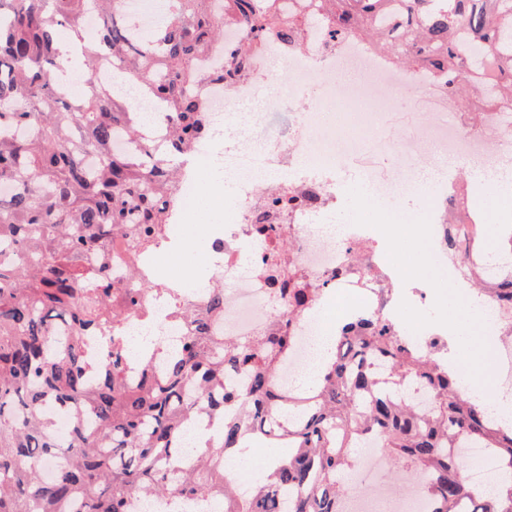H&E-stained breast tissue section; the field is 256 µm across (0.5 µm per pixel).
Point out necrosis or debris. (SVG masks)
Returning <instances> with one entry per match:
<instances>
[{"mask_svg":"<svg viewBox=\"0 0 512 512\" xmlns=\"http://www.w3.org/2000/svg\"><path fill=\"white\" fill-rule=\"evenodd\" d=\"M249 32L236 21L224 24V38L198 59L197 85L211 118L209 136L192 148L178 180L179 208L169 225L171 240H179L180 226L199 212L198 184L213 169L225 168L236 177V205L223 223L207 230V252L216 282L222 284L224 309L213 319L214 336L249 342L275 330L289 338L288 357L279 366L281 387L293 384L311 365L320 328L316 310L336 297L355 303L347 319L372 317L404 334L415 353L440 368L467 357L454 345L447 329L418 324L407 332L403 311L409 304L428 305V289L402 287L399 266L389 263L377 239L375 224H348L333 234L310 221L305 200L317 197L322 209L333 210L345 198L347 179L364 178L369 200L399 204L408 187L423 174L426 150L458 162L502 169L512 165V112L491 111L481 123L448 101L427 72L396 65L385 54L363 43L330 39L321 30H306L301 45L268 34L265 46L253 56L249 75L227 77L232 50L245 43ZM280 58L285 74L268 73L266 60ZM356 73L353 81L345 73ZM292 116L287 130H271L269 113ZM237 132L232 147L221 145L225 126ZM458 193L439 180L432 196L419 202L425 220L417 227L426 264L452 267L462 288L458 297L470 307L473 295L465 283L466 270L483 262L486 226L456 214ZM266 214V234L255 224ZM455 237L460 250L448 253L446 236ZM281 292H273L271 281ZM309 292L305 311L288 308L286 289ZM207 288L149 297L151 323L132 317L129 334L150 325L155 338L183 343L188 327L180 318L188 305L205 306ZM392 512H426L421 493L404 495L396 486H372L351 496L347 512H373L378 500Z\"/></svg>","mask_w":512,"mask_h":512,"instance_id":"1","label":"necrosis or debris"}]
</instances>
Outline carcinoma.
I'll use <instances>...</instances> for the list:
<instances>
[{
    "instance_id": "cac0c4a2",
    "label": "carcinoma",
    "mask_w": 512,
    "mask_h": 512,
    "mask_svg": "<svg viewBox=\"0 0 512 512\" xmlns=\"http://www.w3.org/2000/svg\"><path fill=\"white\" fill-rule=\"evenodd\" d=\"M115 0H0V512H131L130 499L216 498L221 512H344L337 475L354 467V449L380 442L409 478L421 477L430 512H512L506 498L462 477L457 448H486L501 482L512 483V429L492 426L468 400L457 375L419 358L379 321L339 332L317 386L284 391L277 370L288 337L248 344L210 336L223 293L189 314V336L162 373L142 366L126 379L128 350L118 335L125 316L158 288L136 276L124 288L108 273L107 240L123 235L136 259L172 220L175 160L189 140L209 131L203 101L191 90L196 60L224 38V21L240 19L252 39L237 50L231 72L249 70L258 41L277 32L298 41L303 21L283 19L277 0H166L168 22L141 32L114 19ZM388 0H318L319 20L336 37L387 51L397 63L424 69L436 86L470 103L486 55L512 53V0H400L399 27L377 30ZM101 15L98 31L83 19ZM70 32L89 49L90 73L70 95L55 91L69 58L56 33ZM122 68L140 93L161 101L175 130L147 160L113 151L118 133L142 138L138 105L93 78L100 66ZM497 102L512 104V57L498 72ZM478 280L512 308V274L481 267ZM103 336L104 358L89 363L78 337ZM97 382L88 383L90 374ZM71 410L67 442L41 408ZM221 424L189 474L176 471L180 440L194 421ZM268 443L281 449L252 495L240 497L224 473V455ZM62 458L58 478L44 466Z\"/></svg>"
}]
</instances>
